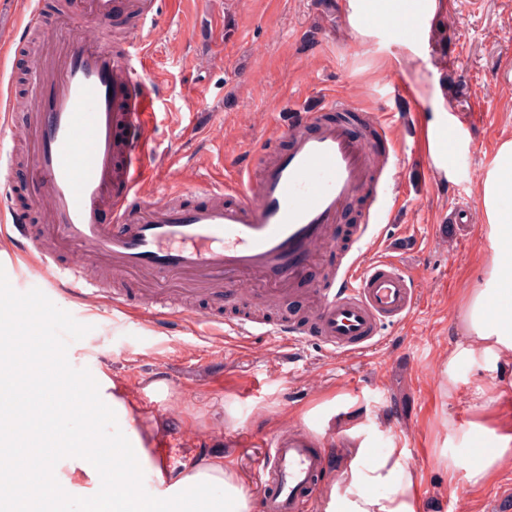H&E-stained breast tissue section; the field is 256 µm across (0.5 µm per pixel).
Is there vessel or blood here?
<instances>
[{
    "mask_svg": "<svg viewBox=\"0 0 512 512\" xmlns=\"http://www.w3.org/2000/svg\"><path fill=\"white\" fill-rule=\"evenodd\" d=\"M157 2L69 0L33 61L39 88L27 99L25 125L16 127L12 112L0 114V176L14 164L15 140H24L32 202L43 224L37 236L14 219L0 225L10 256H38L27 274L41 286L28 293L27 312L57 294L98 302L106 299L108 284L134 278L145 287L142 314L154 315L178 302L156 287L169 276L183 278L191 295L220 300L234 288L257 307L278 308L304 281L310 263L336 249L338 218L367 190L371 203L363 222L332 276L311 290L304 321L260 325L240 318L228 327L240 336L258 330L277 342L312 338L331 356L373 349L382 326L403 322L418 301L417 286L399 264L363 252L381 238L398 164L354 138L345 123L322 119L325 111H353L351 101L333 99L322 111L296 114L282 132L287 152L262 141L234 182L207 186L206 205L186 204L198 185L182 167L167 170L174 189L157 192L147 53L132 38L113 50L109 29L116 12L144 29L155 19ZM17 5L0 0L1 44L21 43L26 31L45 21L41 0L24 21ZM68 248L76 262L59 265L57 252ZM71 389L72 403L60 408V417L94 419L91 390L79 382ZM47 404L44 395L20 401V427L38 425ZM264 446L252 476L263 512H314L339 476L345 449L291 422Z\"/></svg>",
    "mask_w": 512,
    "mask_h": 512,
    "instance_id": "1",
    "label": "vessel or blood"
}]
</instances>
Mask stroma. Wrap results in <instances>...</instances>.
I'll return each instance as SVG.
<instances>
[{"label":"stroma","mask_w":512,"mask_h":512,"mask_svg":"<svg viewBox=\"0 0 512 512\" xmlns=\"http://www.w3.org/2000/svg\"><path fill=\"white\" fill-rule=\"evenodd\" d=\"M351 12L350 0H236L224 15L201 0H163L162 37L140 36L157 94L152 147L159 158L187 156L195 176L228 180L269 134L247 114L284 124L293 108L316 111L333 98L381 113L402 167L388 198L383 253L420 289L411 316L384 327L378 349L333 359L313 341L282 355L273 345L261 350V337L226 334L221 324L165 317L150 323L104 304L84 312L58 295L33 317L35 341L60 356L81 348L86 360L72 362L71 374L101 370L127 385L145 416L139 432L165 446L171 478L187 464L221 459L242 474L251 494L260 437L290 420L320 435L357 430L353 448L362 438L378 453L404 448L419 512H483L512 472V459L459 498L446 456L464 448L466 464L477 462L467 423L477 405L512 400V360L452 366L448 357L464 340L466 299L491 254L477 182L493 148L512 139V0H439L418 52L390 31L362 34ZM203 31L223 54V68H201L195 37ZM26 60L14 46L0 47V111L26 95ZM245 80L257 86L255 95H235ZM440 105L459 118L470 145L453 157V179L437 185L427 174L422 127ZM461 201L469 223H448ZM311 374L325 382L313 395L306 390ZM452 421L460 426L453 437ZM58 429L87 448L123 450L105 413L92 424L61 420Z\"/></svg>","instance_id":"obj_1"}]
</instances>
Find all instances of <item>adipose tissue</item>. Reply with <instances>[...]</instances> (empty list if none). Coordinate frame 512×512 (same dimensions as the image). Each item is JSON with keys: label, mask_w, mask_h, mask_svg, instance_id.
Segmentation results:
<instances>
[{"label": "adipose tissue", "mask_w": 512, "mask_h": 512, "mask_svg": "<svg viewBox=\"0 0 512 512\" xmlns=\"http://www.w3.org/2000/svg\"><path fill=\"white\" fill-rule=\"evenodd\" d=\"M356 20L386 28L415 19L416 0H354ZM477 194L489 226L491 256L483 267L482 283L466 301L463 316L465 339L451 354V361L482 358L497 364L512 355V140L500 144L489 167L480 176ZM89 383L97 402L117 416V438L135 455V471L156 488L152 497L114 500L111 488L99 487L94 463L100 453L63 448L60 440L44 442L46 428L54 426L52 415H43L41 426L26 438L0 432V471L27 469L37 486L35 502L42 512L59 502L61 493L82 491L90 506L85 512H251L250 501L238 473L223 460L191 464L175 481H167L159 455L145 447L137 430L133 400L124 385L99 375ZM477 429L490 436L493 448L471 466H463L462 454L448 459L449 472L464 470L469 484L486 482L497 471L500 460L512 454V401L500 409L483 413ZM40 457L38 468H30V457ZM405 451L390 448L376 454L366 446L356 448L345 475L343 488L334 490L327 512H419L417 481L404 464Z\"/></svg>", "instance_id": "1"}]
</instances>
